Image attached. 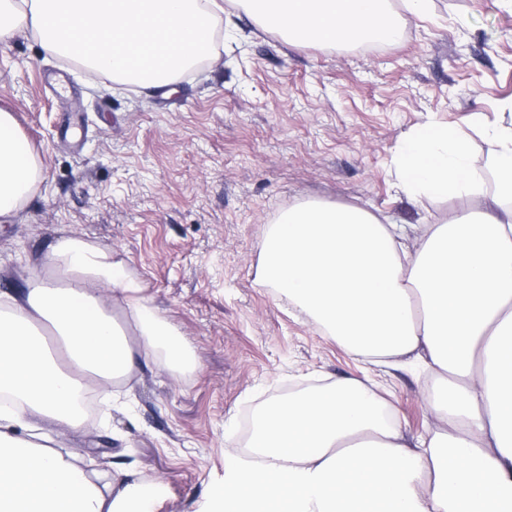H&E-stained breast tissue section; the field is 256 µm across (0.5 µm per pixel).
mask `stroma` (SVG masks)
I'll use <instances>...</instances> for the list:
<instances>
[{"mask_svg": "<svg viewBox=\"0 0 512 512\" xmlns=\"http://www.w3.org/2000/svg\"><path fill=\"white\" fill-rule=\"evenodd\" d=\"M217 2L211 61L169 91L116 84L27 35L0 43V109L41 163L24 210L0 223V291L26 288L60 238L82 239L127 266L196 357L181 376L138 368L120 405L83 428L34 422L102 472L159 482L153 512H208L246 414L302 385L371 373L408 433L426 428L428 375L354 359L296 315L259 278L263 243L281 211L310 200L419 227L479 208L406 195L393 157L433 121L468 134L485 174L487 130L512 106L501 0H431L423 18L389 0L401 29L389 44L291 42Z\"/></svg>", "mask_w": 512, "mask_h": 512, "instance_id": "35a3bbf8", "label": "stroma"}]
</instances>
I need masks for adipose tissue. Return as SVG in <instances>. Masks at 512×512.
<instances>
[{
    "instance_id": "ef3b65f1",
    "label": "adipose tissue",
    "mask_w": 512,
    "mask_h": 512,
    "mask_svg": "<svg viewBox=\"0 0 512 512\" xmlns=\"http://www.w3.org/2000/svg\"><path fill=\"white\" fill-rule=\"evenodd\" d=\"M295 41L388 43V0H244ZM215 0H0V42L31 35L118 84L154 88L211 56ZM487 165L493 211L453 214L417 239L368 210L306 202L273 224L260 268L354 358L408 359L432 377L426 429L408 436L368 382L336 380L266 403L211 512H512V118L495 126ZM466 136L428 123L401 143L399 186L415 198L483 196ZM41 176L0 110V217ZM70 277L32 279L0 298V512H150L159 484L125 471L103 481L62 448L18 436L26 417L76 429L80 398H111L141 358L181 374L192 351L124 265L82 240L53 246Z\"/></svg>"
}]
</instances>
